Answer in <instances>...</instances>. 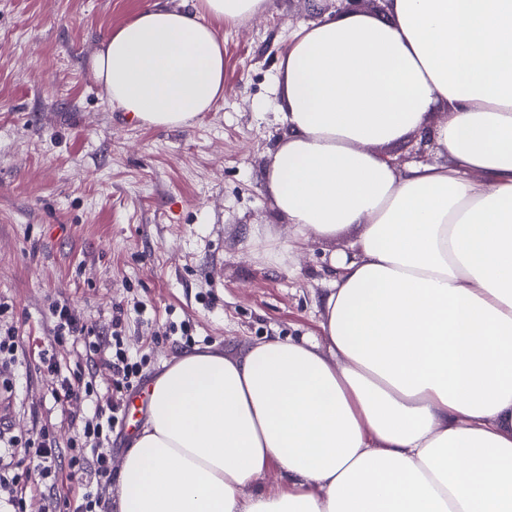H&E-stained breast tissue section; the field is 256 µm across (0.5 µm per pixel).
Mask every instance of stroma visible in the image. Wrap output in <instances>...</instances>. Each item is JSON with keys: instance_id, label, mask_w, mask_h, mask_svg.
Returning a JSON list of instances; mask_svg holds the SVG:
<instances>
[{"instance_id": "stroma-1", "label": "stroma", "mask_w": 512, "mask_h": 512, "mask_svg": "<svg viewBox=\"0 0 512 512\" xmlns=\"http://www.w3.org/2000/svg\"><path fill=\"white\" fill-rule=\"evenodd\" d=\"M149 0H0V326L21 349L0 427L54 432L64 480L82 419L106 408L112 372L78 344L54 342L52 307L69 303L96 332L125 315L122 336L144 358L149 390L184 353L240 355L281 336L323 343L320 298L347 231L289 253L262 174L283 132L277 87L306 0H271L258 17L219 28L224 98L187 128L143 127L113 110L88 60ZM268 228L271 256L253 241ZM188 324L189 336L177 328ZM55 354L49 373L41 351ZM96 381L87 398L55 399L61 378Z\"/></svg>"}]
</instances>
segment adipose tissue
Here are the masks:
<instances>
[{"instance_id":"1","label":"adipose tissue","mask_w":512,"mask_h":512,"mask_svg":"<svg viewBox=\"0 0 512 512\" xmlns=\"http://www.w3.org/2000/svg\"><path fill=\"white\" fill-rule=\"evenodd\" d=\"M268 4L152 0L90 72L141 125L188 126L224 96L219 26ZM324 6L289 36L264 172L293 246L358 230L331 262L324 342L176 358L118 512H512V0ZM416 133L438 161L393 165ZM273 469L278 491L254 492Z\"/></svg>"}]
</instances>
